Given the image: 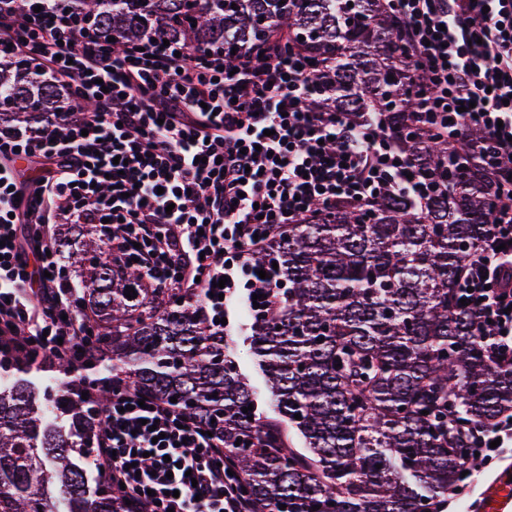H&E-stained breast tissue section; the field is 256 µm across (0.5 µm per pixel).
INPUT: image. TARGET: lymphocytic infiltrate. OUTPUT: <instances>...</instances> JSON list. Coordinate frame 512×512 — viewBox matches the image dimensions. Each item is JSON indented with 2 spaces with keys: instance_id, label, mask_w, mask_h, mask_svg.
<instances>
[{
  "instance_id": "1",
  "label": "lymphocytic infiltrate",
  "mask_w": 512,
  "mask_h": 512,
  "mask_svg": "<svg viewBox=\"0 0 512 512\" xmlns=\"http://www.w3.org/2000/svg\"><path fill=\"white\" fill-rule=\"evenodd\" d=\"M405 22L429 92L410 114L462 154L476 129L498 158V199L481 255L461 274L469 306L512 361V0H388ZM27 57L66 93L37 128H0V363L96 358L93 321L67 287L49 229L107 223L114 260L135 259L145 282L180 291L215 329L246 290L265 293L253 254L302 218L365 205L392 187L424 204L414 172L377 117L360 126L309 106L315 70L301 52L188 51L142 38L117 51L91 23L26 0H0V49ZM38 157L34 189L15 162ZM223 283L222 296L213 293ZM92 457L122 512H255L223 442L166 401L111 387ZM163 439H156V432Z\"/></svg>"
}]
</instances>
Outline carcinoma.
<instances>
[{"label":"carcinoma","mask_w":512,"mask_h":512,"mask_svg":"<svg viewBox=\"0 0 512 512\" xmlns=\"http://www.w3.org/2000/svg\"><path fill=\"white\" fill-rule=\"evenodd\" d=\"M55 6L92 20L117 51L148 35L191 51L221 48L232 65L266 44L295 47L317 67L314 110L384 113L406 160L439 183L421 207L390 191L366 207L338 204L252 256L276 284L272 309L250 312L273 419L259 414L224 354V334L208 329L199 306L145 287L135 266L112 264L97 224H71L57 243L93 315L96 363L115 382L176 397V408L208 426L257 512H438L471 471L479 431L512 411V365L460 303L461 272L497 198L482 160L449 151L437 132L411 130L408 113L428 75L401 18L383 0ZM62 94L28 58L0 63V123L31 129L58 111ZM128 286L136 298L126 297ZM46 369L19 357L0 374V512H119L75 463L92 448L107 393L80 399L72 385L52 386ZM290 429L304 447L290 443Z\"/></svg>","instance_id":"cac0c4a2"}]
</instances>
